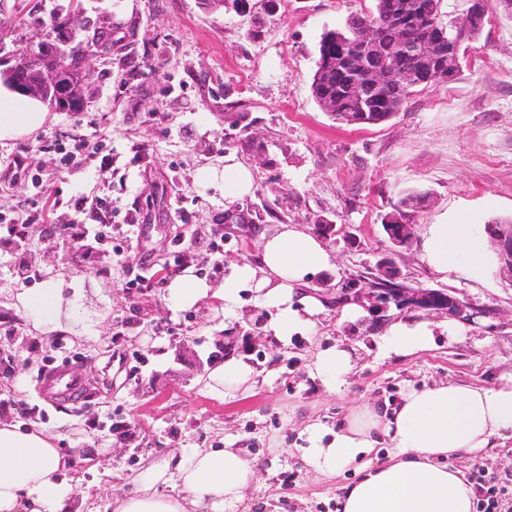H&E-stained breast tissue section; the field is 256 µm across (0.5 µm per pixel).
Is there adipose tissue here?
<instances>
[{"instance_id":"obj_1","label":"adipose tissue","mask_w":512,"mask_h":512,"mask_svg":"<svg viewBox=\"0 0 512 512\" xmlns=\"http://www.w3.org/2000/svg\"><path fill=\"white\" fill-rule=\"evenodd\" d=\"M45 117L34 100L0 93V138L29 133ZM197 179L221 186L230 203L250 195L254 184L251 169L233 154L225 155L223 165L199 168ZM421 238V260L441 278L463 273L478 281L498 266L495 250L474 225L426 224ZM333 265V254L318 238L299 225L284 224L264 237L258 263L230 265L222 287L211 288L187 269L171 281L168 298L178 308L214 299L229 315L239 289H254L259 306L276 311L274 335L286 340L316 331L323 304L299 296L298 289ZM61 294L51 280L20 303L37 326L81 335L83 326L63 307ZM432 342L433 324L427 320L395 322L381 337L383 351L401 357L426 351ZM353 368L351 353L339 345L318 350L312 363L313 375L329 391L344 385ZM252 378V367L233 356L208 372L205 387L222 398L249 391ZM303 434L309 472L332 478L355 471V480L343 487L342 512H474L477 491L451 461L504 447L512 439V373L488 385L412 387L392 407L366 403L337 428L314 422ZM383 443L389 449L382 460L376 450ZM71 466L45 428L0 423V512H88L66 477ZM257 475L256 461L238 449L187 448L144 464L130 478L129 489L115 497L112 510L237 512Z\"/></svg>"}]
</instances>
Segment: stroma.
Masks as SVG:
<instances>
[{
	"mask_svg": "<svg viewBox=\"0 0 512 512\" xmlns=\"http://www.w3.org/2000/svg\"><path fill=\"white\" fill-rule=\"evenodd\" d=\"M276 2L271 11L263 0H80L84 16L112 26L111 56L91 65L90 102L79 112L48 111L39 128L0 138V212L44 203L29 175L5 166L25 146L60 200L108 196L113 223L140 226L138 246L118 262L90 236L76 249L59 241L32 247L29 262L43 280L60 281L65 302L89 326L83 338L36 337L17 303L24 284L0 268V350L11 357L0 364V421L41 423L64 452L96 455V469L75 475L93 512H112L113 496L143 459L223 445L261 464L243 512H338L352 475L322 480L307 471L298 451L305 425L336 427L351 407L395 402L411 385L488 384L512 372V278L491 271L480 283L440 281L421 261V236L396 251L381 226L412 190L429 194L412 217L417 226L464 219L482 227L512 217V17L489 0L488 20L452 80L412 93L388 122L342 125L311 93L318 43L349 16L372 13L373 0ZM90 125L112 149L111 168L76 165L56 176L52 157L38 153L40 138ZM137 145L147 159L135 158ZM230 153L250 166L254 189L228 205L195 175ZM322 217L342 230L323 239L335 267L308 285L325 303L315 337L279 342L249 290L227 317L210 300L176 311L166 290L124 288L126 269L147 257L173 278L182 234L194 238L193 272L220 287L211 225L223 226L220 258L231 264L256 260L262 237L279 225L312 230ZM388 255L403 285L440 289L467 305L454 334L436 332L434 347L412 357L385 355L381 334L401 318L437 323L440 315L392 306L379 320L364 300L346 319L334 302L338 288ZM135 308L139 323L113 339L117 321ZM223 336L234 337L257 373L248 395L210 396L195 368ZM336 344L351 351L355 368L330 392L311 366L317 346ZM59 366L84 381L83 400L43 397L41 374ZM467 475L481 501H512V451L468 461Z\"/></svg>",
	"mask_w": 512,
	"mask_h": 512,
	"instance_id": "stroma-1",
	"label": "stroma"
}]
</instances>
